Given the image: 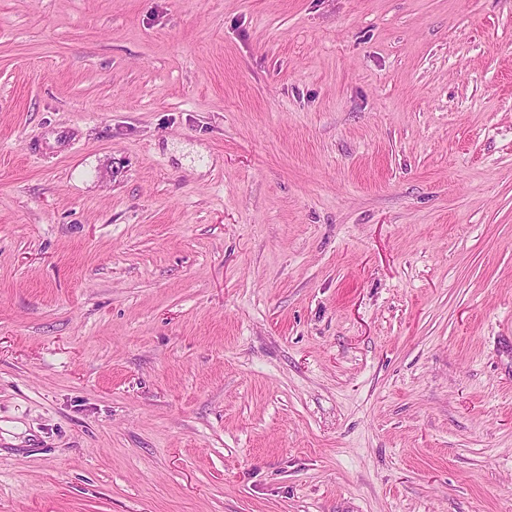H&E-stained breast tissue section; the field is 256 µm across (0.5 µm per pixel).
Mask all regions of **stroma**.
<instances>
[{"label":"stroma","instance_id":"stroma-1","mask_svg":"<svg viewBox=\"0 0 512 512\" xmlns=\"http://www.w3.org/2000/svg\"><path fill=\"white\" fill-rule=\"evenodd\" d=\"M0 512H512V0H0Z\"/></svg>","mask_w":512,"mask_h":512}]
</instances>
